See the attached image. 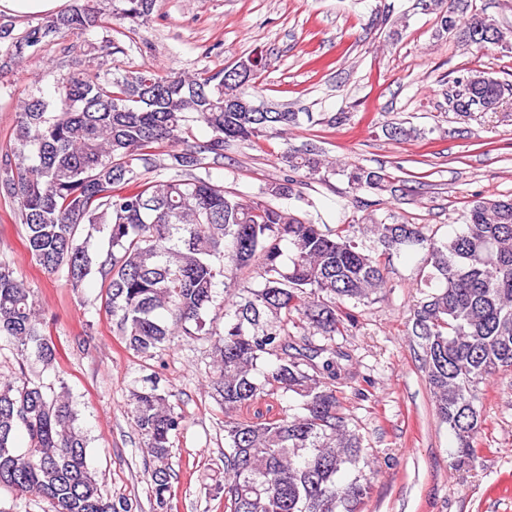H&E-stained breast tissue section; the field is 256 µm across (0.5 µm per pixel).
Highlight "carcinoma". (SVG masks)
<instances>
[{
  "label": "carcinoma",
  "mask_w": 512,
  "mask_h": 512,
  "mask_svg": "<svg viewBox=\"0 0 512 512\" xmlns=\"http://www.w3.org/2000/svg\"><path fill=\"white\" fill-rule=\"evenodd\" d=\"M117 15L148 20L156 0H118ZM105 22L97 0H83L20 34L0 17V72L59 37ZM442 32L490 49L508 32L480 12L465 20L448 5ZM265 68L249 57L233 67L191 76L143 67L120 76L81 72L55 80L50 99L32 96L19 112L14 143L0 153V194L16 199L25 246L43 274L66 273L74 289L97 273L106 312L126 346L147 355L181 332L214 336L211 385L224 404V512H359L367 478L359 469L362 440L350 427L335 386L340 361L351 356L333 344L355 323L346 303L371 299L386 286L393 256L426 251L427 282L435 291L413 308L409 333L423 350V372L439 421L453 433L454 464L474 459L482 426L481 384L512 370V197L474 202L461 231L445 240L418 224L375 222V247L365 249L350 227L332 232L308 218L263 201H246L199 171L224 164V149L298 122L284 104L255 106L247 92ZM478 79L462 87L465 77ZM455 111L496 104L504 86L474 72L453 79ZM210 138L191 145L190 123ZM282 178L268 183L275 199L295 195L304 180H326L336 167L313 145L284 151ZM170 170L172 175L160 177ZM354 191H383L385 175L354 165L342 168ZM106 233L108 249H93L92 234ZM290 254L283 260L282 243ZM257 265L263 286L229 304L224 327H206L203 312L218 282ZM309 333L295 340L293 316ZM326 343L317 345L313 334ZM0 335L21 355L54 367L57 349L36 309L34 291L0 264ZM265 355L276 362L258 369ZM292 393L300 412L263 423L240 421L236 410L263 396ZM159 382L135 390L131 415L156 461L159 505L170 492L171 438L183 417ZM24 428L29 452L13 447ZM353 468L350 480L341 478ZM0 487L46 499L54 512H130L101 492L88 463L87 443L66 392L48 394L27 379L0 381Z\"/></svg>",
  "instance_id": "cac0c4a2"
}]
</instances>
